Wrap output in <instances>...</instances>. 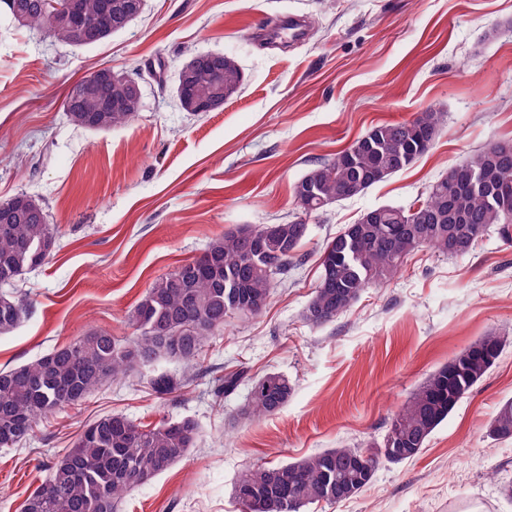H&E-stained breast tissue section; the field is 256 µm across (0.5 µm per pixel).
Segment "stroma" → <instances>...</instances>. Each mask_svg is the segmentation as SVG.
<instances>
[{"label":"stroma","mask_w":512,"mask_h":512,"mask_svg":"<svg viewBox=\"0 0 512 512\" xmlns=\"http://www.w3.org/2000/svg\"><path fill=\"white\" fill-rule=\"evenodd\" d=\"M304 19L301 40L253 31ZM221 51L244 72L222 110L191 115L172 89L193 54ZM164 63L163 83L147 77ZM142 72L133 122L94 133L70 124L69 88L99 68ZM444 114L433 147L359 197L308 217L300 259L264 313L227 326L198 367L160 362L109 381L81 405L49 414L29 441L0 448V512H21L56 455L84 425L114 412L151 424L188 417L195 448L124 512H241L235 480L254 464L382 441L393 414L430 374L482 336L497 334V363L429 436L415 458L381 461L371 483L306 512H512V438L488 425L512 398V246L489 233L467 256L424 249L335 321L302 312L323 245L365 210L412 204L448 168L488 143L512 139V0H147L141 17L103 43L74 49L19 26L0 9V202L39 199L57 247L16 288L30 313L0 335V369L104 329L130 335L129 315L150 284L242 225L293 219L294 184L375 124L426 108ZM239 369L288 377L277 414L238 420L247 384L218 397L214 377ZM162 372L186 385L158 398Z\"/></svg>","instance_id":"35a3bbf8"}]
</instances>
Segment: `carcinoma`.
Listing matches in <instances>:
<instances>
[{"instance_id":"obj_1","label":"carcinoma","mask_w":512,"mask_h":512,"mask_svg":"<svg viewBox=\"0 0 512 512\" xmlns=\"http://www.w3.org/2000/svg\"><path fill=\"white\" fill-rule=\"evenodd\" d=\"M86 31L77 36L52 26L42 0H4L17 24L45 31L56 43L73 48L96 46L129 28L144 12L146 0H82ZM130 77L116 73L109 82L86 76L75 83L80 96L66 113L69 122L92 132H106L131 122L142 97L128 86ZM244 75L236 58L217 52L202 61L192 84L174 87V94L227 102L238 94ZM112 104V111L99 108ZM443 115L427 108L408 122L371 127L347 148L314 164L293 187V198L307 193L309 214L365 193L406 169L432 144L425 133L440 134ZM497 172L496 187L470 183V173ZM0 212V335L11 332L28 315L24 298L6 290L24 272L42 265L57 246L38 199L24 193L5 202ZM512 140L492 142L465 161L448 168L409 206L383 205L365 211L325 243L320 274L303 319L319 326L347 312L361 293L401 272L415 252L428 249L461 257L493 229L512 244ZM238 229L212 239L203 252L157 278L134 307L129 321L133 336L122 341L107 330L90 332L41 357L0 370V448H14L29 439L41 417L74 407L110 379L165 360L188 367L198 364L205 344L224 332L231 319L250 320L262 314L274 288L299 258L309 224L290 220L277 225ZM503 341L487 334L433 372L393 416L382 442L372 448H331L272 467L244 470L233 486L242 512H303L315 502L347 500L372 481L383 449L403 448L415 457L430 434L446 421L461 398L499 359ZM245 378L235 371L217 379L215 394L234 391ZM249 396L239 418L252 421L285 407L293 386L279 373L249 379ZM161 398L176 393L183 382L168 373L150 379ZM492 438H512V400L503 402L489 424ZM198 426L190 418L162 417L140 425L119 413L87 425L73 447L57 457L48 478L26 499L23 512H121L126 495L170 470L196 446Z\"/></svg>"}]
</instances>
